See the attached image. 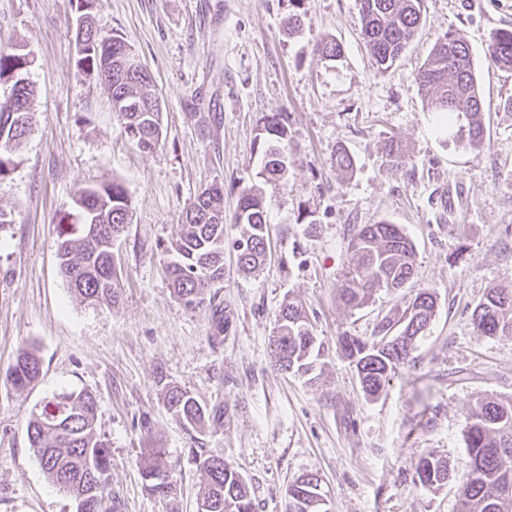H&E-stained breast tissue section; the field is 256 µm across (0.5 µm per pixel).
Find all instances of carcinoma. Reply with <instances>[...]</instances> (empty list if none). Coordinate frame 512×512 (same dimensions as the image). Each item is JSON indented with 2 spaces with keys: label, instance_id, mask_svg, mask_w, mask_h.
Instances as JSON below:
<instances>
[{
  "label": "carcinoma",
  "instance_id": "carcinoma-1",
  "mask_svg": "<svg viewBox=\"0 0 512 512\" xmlns=\"http://www.w3.org/2000/svg\"><path fill=\"white\" fill-rule=\"evenodd\" d=\"M82 25L84 54L79 71L100 76L112 100V112L125 133L144 151L159 143L161 107L146 70L130 71L124 63V39L96 21L93 11L84 12ZM361 35L370 55L382 71L389 69L415 39L423 20V0H359ZM316 51L328 60L341 56V44L323 39ZM490 59L512 69V29L492 33L487 46ZM30 63L24 54L0 50V84L18 88L7 99L0 94V179L16 167L19 153L32 126L31 102L35 87L21 83ZM426 91L427 107L457 134L478 147L484 143L486 127L481 112V94L474 56L466 38L448 32L438 38L417 73ZM287 129L276 115L262 121L256 136V150L262 156L257 178L279 185L288 173V156L280 144ZM388 162L401 165L406 155L400 144H385ZM224 182L206 185L185 207L180 233L171 243L174 254L165 267L173 295L192 312L209 311L217 333L224 332V308L218 303V285L224 281ZM268 200L255 186L244 189L232 217L243 226L237 239L238 270L244 275L258 273L268 257ZM131 198L123 183L112 181L83 187L72 197L70 209L63 212L57 228L56 256L59 273L73 294L91 305H116L122 285L114 244L129 224ZM348 249L351 263L343 274L338 299L349 310L365 307L373 294L405 288L414 271L415 245L397 224L379 221L363 224L352 235ZM436 309L431 288H420L403 298L394 315L378 325L377 341L367 344L344 336L340 340L346 355L355 363L364 394L377 398L389 385L396 370L415 350ZM473 324L485 336L512 335V288H491L472 312ZM270 346L279 369L300 374L308 381L321 354L309 317L296 301H286L276 315ZM42 363L33 349L22 350L7 375L10 385L23 390L35 384ZM167 408L192 430L208 422H224V411L208 405L188 390L171 387L165 392ZM98 401L86 390L65 391L31 415L27 435L48 478L77 502L80 512H116L118 505L108 490L112 468L109 441L96 432ZM464 440L468 465L459 477L460 512H512V503L495 499L501 487L512 485V399L486 397L476 401L467 414ZM192 461L204 474L198 491L201 512H255L250 486L243 476L203 448L190 449ZM166 451L151 446L140 455V470L149 493L170 496L174 472L165 463ZM415 473L428 488L448 481V463L431 454L419 458ZM287 501L295 502L294 512H329L321 477L314 472L289 481Z\"/></svg>",
  "mask_w": 512,
  "mask_h": 512
}]
</instances>
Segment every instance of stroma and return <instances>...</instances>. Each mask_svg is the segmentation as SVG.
<instances>
[{
    "mask_svg": "<svg viewBox=\"0 0 512 512\" xmlns=\"http://www.w3.org/2000/svg\"><path fill=\"white\" fill-rule=\"evenodd\" d=\"M76 0H0V47L28 54L35 115L13 173L0 180V512H75L44 473L27 422L55 394L98 399L97 431L111 444L120 512H196L202 448L252 485L256 512H285L289 481L319 473L330 512H458L456 477L468 463L465 414L477 398L512 399V335L484 336L471 314L486 291L512 288V70L485 57L490 34L512 29V0H424L415 41L380 72L360 36L357 0H95L149 73L162 137L151 152L126 135L104 84L77 72ZM303 11L299 33L285 21ZM463 34L477 64L487 136L471 148L440 128L416 79L438 37ZM343 46L335 61L315 50ZM283 113L288 179L269 186L271 258L238 272L239 226H224L227 330L186 310L165 267L187 203L224 183V213L259 170L262 117ZM394 138L407 162L383 155ZM355 165H331L338 148ZM121 181L132 200L117 243L123 295L115 307L81 303L61 278L56 224L83 186ZM317 228L308 231V220ZM400 225L416 250L409 289L433 288L436 315L413 359L374 400L364 395L340 339H373L401 301L377 292L368 306L337 298L360 225ZM301 303L324 345L316 382L283 373L269 344L284 299ZM35 349L42 376L6 380L18 352ZM224 407V424L190 432L165 407L163 383ZM150 432L140 430L142 418ZM166 451L175 494L159 499L138 471L143 448ZM432 453L455 474L438 490L417 481Z\"/></svg>",
    "mask_w": 512,
    "mask_h": 512,
    "instance_id": "35a3bbf8",
    "label": "stroma"
}]
</instances>
